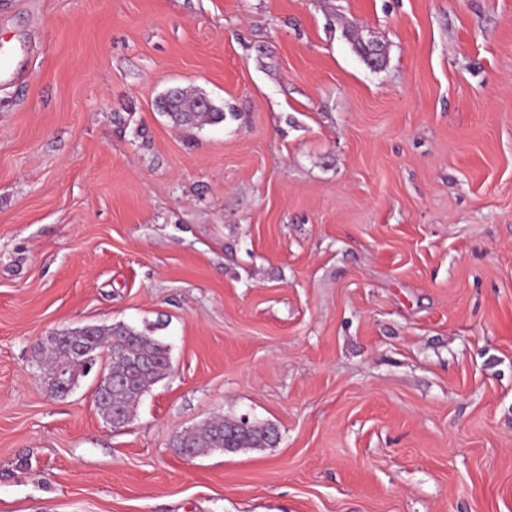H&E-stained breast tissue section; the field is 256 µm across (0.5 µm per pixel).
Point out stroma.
Returning <instances> with one entry per match:
<instances>
[{
    "label": "stroma",
    "mask_w": 512,
    "mask_h": 512,
    "mask_svg": "<svg viewBox=\"0 0 512 512\" xmlns=\"http://www.w3.org/2000/svg\"><path fill=\"white\" fill-rule=\"evenodd\" d=\"M0 46V512H512V0H0ZM115 323L171 360L118 430L36 364ZM196 101L195 94L185 88H180L169 104L173 112H165L164 114L174 126L188 130H200L205 126H213L224 122L226 118L224 110L214 107L212 112H204L208 108V101L199 103L200 112H194ZM238 426L241 428L224 417L217 421L205 422L180 439V449L201 456L213 451V448L226 447L227 452L234 453L247 448H265L276 442L270 430L272 427L269 425L255 423L248 428L249 420L242 417L238 421Z\"/></svg>",
    "instance_id": "obj_1"
}]
</instances>
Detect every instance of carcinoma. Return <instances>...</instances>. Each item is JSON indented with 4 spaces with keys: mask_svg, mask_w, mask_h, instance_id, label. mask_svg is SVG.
Masks as SVG:
<instances>
[{
    "mask_svg": "<svg viewBox=\"0 0 512 512\" xmlns=\"http://www.w3.org/2000/svg\"><path fill=\"white\" fill-rule=\"evenodd\" d=\"M196 95L182 88L170 102L171 111L166 116L176 127L188 130H200L224 122V110L214 108L210 112H197ZM68 344L90 342L94 344H113L114 354L109 356L108 371L126 375L130 371L124 353L130 352L152 361L153 366L147 372L134 376L130 391H115L98 404L103 419L110 423L120 419L129 423L135 415L142 394L164 378L168 371L169 348L150 333L138 330L126 324L110 326L94 325L86 332L81 328L65 332ZM183 450L201 456L215 448H228L231 453L247 448H265L275 444L270 426L257 423L248 429L237 427L236 423L221 417L216 421L205 422L191 430L180 439Z\"/></svg>",
    "mask_w": 512,
    "mask_h": 512,
    "instance_id": "cac0c4a2",
    "label": "carcinoma"
}]
</instances>
